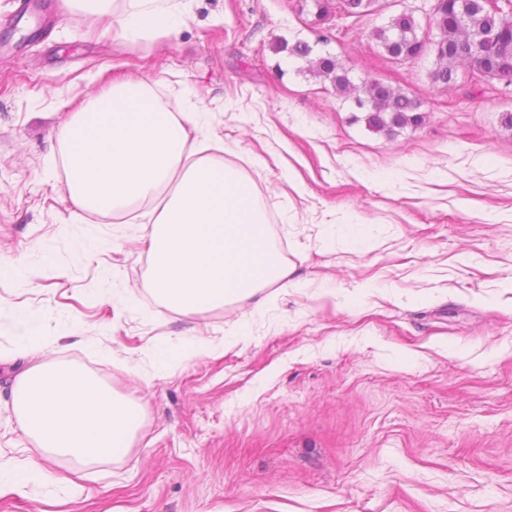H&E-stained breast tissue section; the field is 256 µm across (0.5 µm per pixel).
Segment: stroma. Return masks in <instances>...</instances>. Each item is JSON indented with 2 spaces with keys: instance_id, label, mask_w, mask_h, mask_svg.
<instances>
[{
  "instance_id": "obj_1",
  "label": "stroma",
  "mask_w": 512,
  "mask_h": 512,
  "mask_svg": "<svg viewBox=\"0 0 512 512\" xmlns=\"http://www.w3.org/2000/svg\"><path fill=\"white\" fill-rule=\"evenodd\" d=\"M435 0H380L345 28L311 0H188L177 33L126 40L65 0H0V351L41 332L140 404L127 454L0 494V512H512V84H432V51L395 62L372 36ZM303 41L418 99L388 137L355 118ZM145 78L203 112L270 216L291 289L182 314L149 290L141 226L81 212L59 163L66 112ZM203 340L182 362L171 356ZM0 364V449L37 454Z\"/></svg>"
}]
</instances>
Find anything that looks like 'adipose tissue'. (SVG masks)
Listing matches in <instances>:
<instances>
[{"mask_svg": "<svg viewBox=\"0 0 512 512\" xmlns=\"http://www.w3.org/2000/svg\"><path fill=\"white\" fill-rule=\"evenodd\" d=\"M111 12L126 39L173 34L185 14L175 0H68ZM193 111L172 112L142 79L109 82L80 104L57 134L74 206L121 214L150 203L144 246L150 288L168 308L202 312L287 287L288 267L272 242L253 182L218 153L222 137L190 139ZM12 410L39 458L0 454V491L48 482L43 458L78 464L120 457L139 427L141 407L78 365L35 363L17 373Z\"/></svg>", "mask_w": 512, "mask_h": 512, "instance_id": "adipose-tissue-1", "label": "adipose tissue"}]
</instances>
